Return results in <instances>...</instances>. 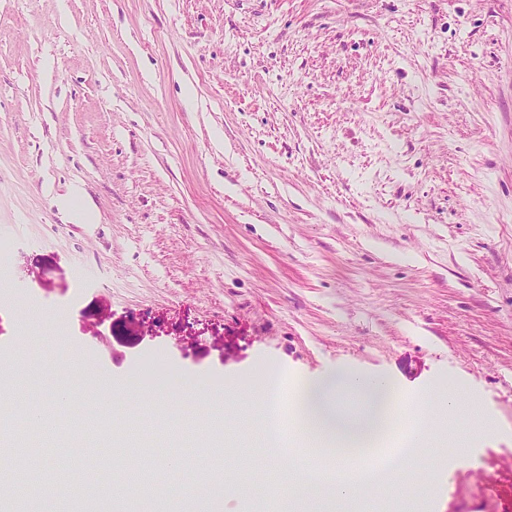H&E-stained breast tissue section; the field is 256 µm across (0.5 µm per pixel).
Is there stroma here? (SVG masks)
<instances>
[{
	"instance_id": "1",
	"label": "stroma",
	"mask_w": 512,
	"mask_h": 512,
	"mask_svg": "<svg viewBox=\"0 0 512 512\" xmlns=\"http://www.w3.org/2000/svg\"><path fill=\"white\" fill-rule=\"evenodd\" d=\"M81 198L70 201L72 188ZM0 367L80 353L185 392L341 369L487 419L422 512H512V0H0ZM136 323L112 357L87 331ZM163 459L199 431L134 393ZM200 500L268 512L279 488Z\"/></svg>"
}]
</instances>
